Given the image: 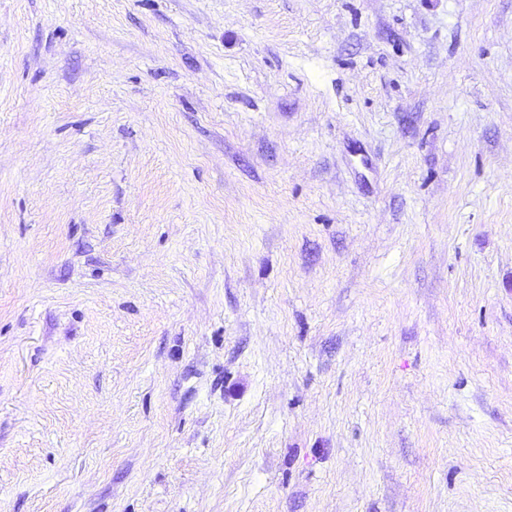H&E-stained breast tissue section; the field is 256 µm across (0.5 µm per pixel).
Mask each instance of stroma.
I'll return each mask as SVG.
<instances>
[{
	"mask_svg": "<svg viewBox=\"0 0 512 512\" xmlns=\"http://www.w3.org/2000/svg\"><path fill=\"white\" fill-rule=\"evenodd\" d=\"M0 512H512V0H0Z\"/></svg>",
	"mask_w": 512,
	"mask_h": 512,
	"instance_id": "obj_1",
	"label": "stroma"
}]
</instances>
